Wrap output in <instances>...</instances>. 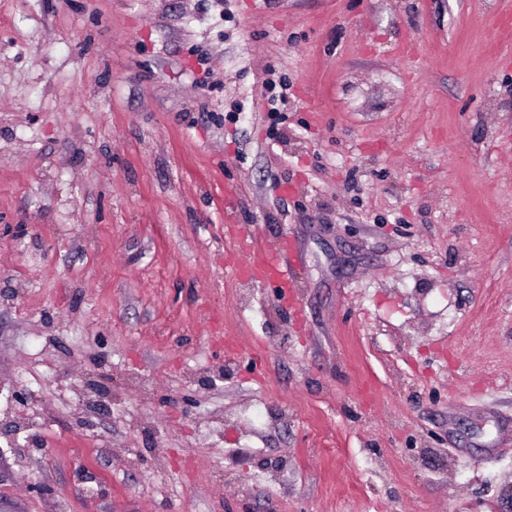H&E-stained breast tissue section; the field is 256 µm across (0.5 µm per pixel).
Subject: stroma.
<instances>
[{
    "mask_svg": "<svg viewBox=\"0 0 512 512\" xmlns=\"http://www.w3.org/2000/svg\"><path fill=\"white\" fill-rule=\"evenodd\" d=\"M0 512H512V0H0ZM238 271L255 279L278 280L282 284L288 279V268L283 264L279 253L263 251L261 257L253 256Z\"/></svg>",
    "mask_w": 512,
    "mask_h": 512,
    "instance_id": "obj_1",
    "label": "stroma"
}]
</instances>
